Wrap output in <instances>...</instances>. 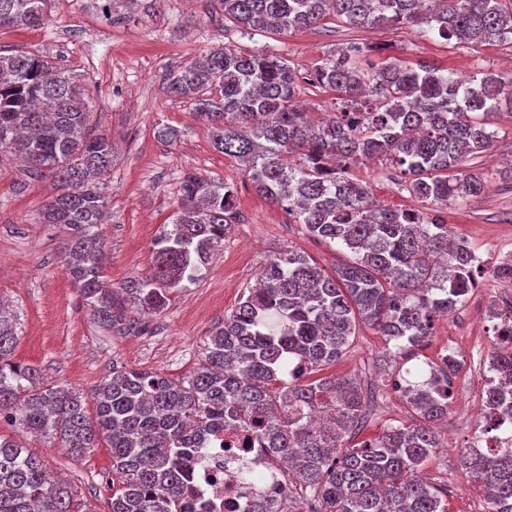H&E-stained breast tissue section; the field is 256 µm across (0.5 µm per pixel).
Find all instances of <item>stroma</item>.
<instances>
[{"label": "stroma", "mask_w": 512, "mask_h": 512, "mask_svg": "<svg viewBox=\"0 0 512 512\" xmlns=\"http://www.w3.org/2000/svg\"><path fill=\"white\" fill-rule=\"evenodd\" d=\"M350 40L385 46L404 60H425L464 77L489 72L512 77L508 45L447 41L415 27L395 32L348 28L330 19L312 29L244 37L225 25L216 0H164L160 13L139 11L131 21L115 25L88 0H53L45 24L0 29V47L60 58L80 74L94 128L118 146L104 226L106 278L112 285L148 273L154 242L178 208L182 174L223 178L233 187L242 216L202 279L176 291L163 313L140 318L137 331L115 336L91 318L71 282L61 254L62 227L38 219L42 202L52 193L50 181L27 177L15 157L0 156V296L10 301L18 323L15 361L36 366L45 382L75 387L88 397L121 366L182 379L193 370L209 332L254 285L270 255L298 250L328 270L348 260L346 249L310 237L286 211L269 205L244 167L214 149L207 126L193 119L191 105L167 95L165 81L172 67L224 45L245 54H277L306 75L327 52ZM490 122L496 136L470 162L485 177L484 193L449 203L443 213L448 226L484 261L474 287L455 311L437 318L432 336L413 348L409 365H385L384 338L361 324L342 358L325 370L332 377L355 378L361 387L365 416L356 441L375 437L384 425L412 422L410 405L393 387L407 367H424L449 352L462 357L475 347L493 350L495 321L488 316L489 305L496 297L512 296L511 286L489 275L500 258L512 256V102L502 101ZM163 127L178 130L176 143L158 138ZM358 172L382 204L416 208L381 162H368ZM450 383L453 402L464 409L449 412L438 426L443 447L423 472L446 493L448 512H483V488L463 471L460 456L479 431L484 373L463 366ZM34 450L94 512H108L110 448L99 446L76 460L57 445L39 442Z\"/></svg>", "instance_id": "obj_1"}]
</instances>
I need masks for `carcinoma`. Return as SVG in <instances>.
Returning a JSON list of instances; mask_svg holds the SVG:
<instances>
[{
    "mask_svg": "<svg viewBox=\"0 0 512 512\" xmlns=\"http://www.w3.org/2000/svg\"><path fill=\"white\" fill-rule=\"evenodd\" d=\"M163 0H103L108 19L160 11ZM224 20L242 34L312 28L333 17L343 26L411 24L444 40L512 44V0H219ZM50 0H0V28L41 25ZM349 41L330 51L311 78L274 54L224 46L167 77L168 94L192 101L215 148L237 160L256 191L284 209L308 235L337 242L350 260L328 273L297 250L271 256L255 286L226 315L184 379L112 369L92 397L47 384L38 369L14 362L18 332L0 298V422L80 458L103 440L112 450L109 512H188L192 493L182 459L191 438L223 425L257 428L277 461L288 465L278 499L252 512H298L310 491L313 512H448L443 493L418 476L442 447L431 424L448 415V353L423 381L405 380L418 422L389 424L353 446L363 401L351 377L312 375L338 361L362 322L396 353L432 335L472 288L476 257L437 215L450 201L481 194L482 174L467 159L494 138L484 117L512 79L463 78L423 61ZM334 95L336 113L321 119L300 108L302 84ZM50 179L55 194L39 210L44 224L68 230L63 252L73 283L99 324L114 336L136 330V316L160 314L169 296L204 275L210 253L238 223L222 179L187 174L178 211L155 242L148 274L118 287L105 283L103 188L113 146L89 125L78 77L55 61L0 49V153ZM381 157L423 209L381 204L353 164ZM490 365L512 383V348ZM493 406L512 421L508 392ZM463 469L486 492L485 512H512V447L487 458L462 454ZM0 512H95L44 467L30 446L0 438Z\"/></svg>",
    "mask_w": 512,
    "mask_h": 512,
    "instance_id": "obj_1",
    "label": "carcinoma"
}]
</instances>
